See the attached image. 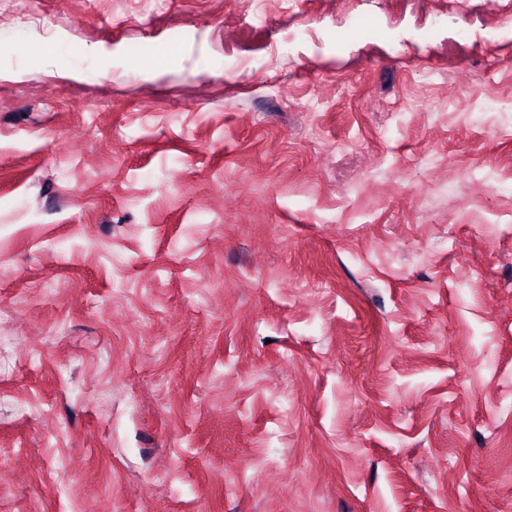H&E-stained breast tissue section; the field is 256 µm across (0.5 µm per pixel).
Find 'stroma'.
Wrapping results in <instances>:
<instances>
[{
  "label": "stroma",
  "mask_w": 512,
  "mask_h": 512,
  "mask_svg": "<svg viewBox=\"0 0 512 512\" xmlns=\"http://www.w3.org/2000/svg\"><path fill=\"white\" fill-rule=\"evenodd\" d=\"M252 8L0 9V512H512V0Z\"/></svg>",
  "instance_id": "35a3bbf8"
}]
</instances>
